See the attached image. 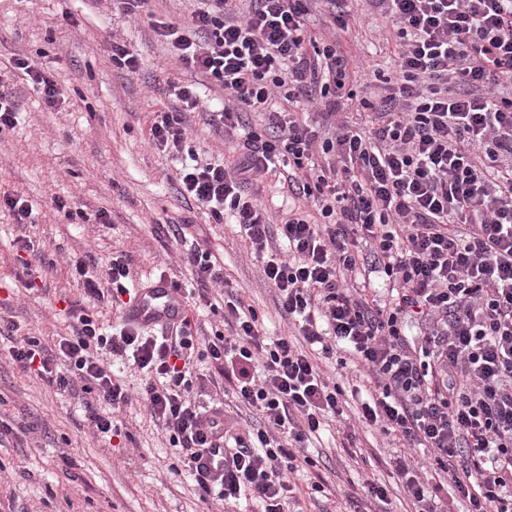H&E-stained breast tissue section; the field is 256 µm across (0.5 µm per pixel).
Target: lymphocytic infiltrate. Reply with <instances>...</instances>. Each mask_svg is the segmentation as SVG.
<instances>
[{
  "mask_svg": "<svg viewBox=\"0 0 512 512\" xmlns=\"http://www.w3.org/2000/svg\"><path fill=\"white\" fill-rule=\"evenodd\" d=\"M312 2L250 0L243 12L238 0H198L179 24L146 13L170 54L223 91L210 124L237 136L233 161L182 166V192L214 219L232 218L294 334L267 335L237 296L224 302L227 332L201 340L187 319L154 333L126 319L106 333L96 310L122 306L133 290L129 260L98 272L75 255L82 298L66 310L71 335L46 344L8 323L10 357L47 386L81 394L84 421L103 442L119 430L115 412L139 397L202 500L232 512L246 492L263 512H286L292 475L311 463L303 444L345 414L344 388L319 366L342 351L368 385L359 421L429 449L447 477L429 483L418 464L391 458L417 512H444L448 485L467 512H512V96L493 91L512 83V0H374L397 29L400 80L362 101L359 127L340 117L346 61L333 46L307 47ZM168 91L179 107L156 113L149 140L179 155L199 95L187 83ZM317 101L334 123L326 138L295 114ZM281 166L289 192L312 200L318 218L298 205L272 221L254 185ZM200 345L216 376L196 373ZM111 356L144 375L138 395L113 377ZM226 385L259 426L241 428ZM219 450L223 469H209L204 456Z\"/></svg>",
  "mask_w": 512,
  "mask_h": 512,
  "instance_id": "1",
  "label": "lymphocytic infiltrate"
}]
</instances>
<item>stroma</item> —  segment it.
I'll return each instance as SVG.
<instances>
[{"mask_svg": "<svg viewBox=\"0 0 512 512\" xmlns=\"http://www.w3.org/2000/svg\"><path fill=\"white\" fill-rule=\"evenodd\" d=\"M342 4L351 17L348 29L327 28V0H314L306 33L336 43L355 64L349 87L358 100L349 110L356 113L359 99H379L396 79L394 42L370 0ZM116 38L139 56L140 74L113 65ZM20 53L62 88L58 107H45L40 93L13 70ZM167 78L201 88L203 104L188 116V145L208 161L232 159L236 140L208 124L223 91L204 86L200 75L172 58L146 19L118 14L111 0H0V82L19 104L16 126L0 131V193L16 191L33 201L36 222L27 233L55 264L46 291L27 292L18 228L8 211H0V318L18 324L22 334H69L62 304L80 298L70 256L87 255L105 265L126 254L138 283L162 274L184 283L192 271L185 253L194 243L211 252L233 292L261 312L269 332L286 330L273 290L235 226L216 223L185 198L175 180L180 159L148 143L154 114L175 104L161 85ZM57 196L76 202L84 218L58 212ZM100 210L106 223L94 219ZM173 224L183 225L182 240L170 234ZM11 345L9 336L0 337V419L28 433L0 444V505L14 504L17 512H221V505L200 500L192 477L174 474L181 459L139 403L117 413L122 435L105 445L84 425L76 399L12 363ZM355 436L354 447H346L331 425L311 439L307 453L317 467L301 473L298 484L319 476L324 490L300 496V512H342L341 492H360L373 479L390 486L387 512H414L403 491L389 483L392 439L376 426L357 428Z\"/></svg>", "mask_w": 512, "mask_h": 512, "instance_id": "35a3bbf8", "label": "stroma"}]
</instances>
